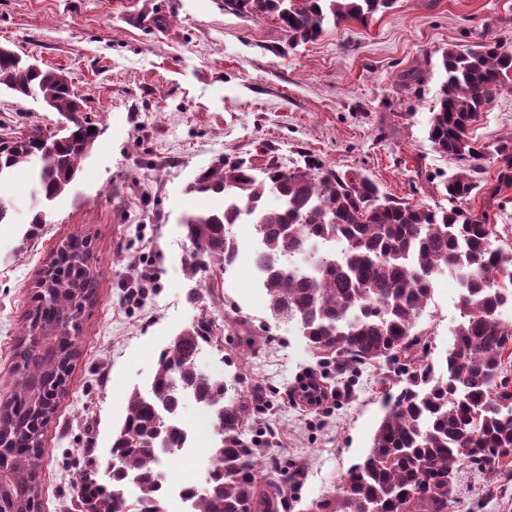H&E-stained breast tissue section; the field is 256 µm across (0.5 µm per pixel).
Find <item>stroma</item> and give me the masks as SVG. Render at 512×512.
<instances>
[{
  "mask_svg": "<svg viewBox=\"0 0 512 512\" xmlns=\"http://www.w3.org/2000/svg\"><path fill=\"white\" fill-rule=\"evenodd\" d=\"M487 33L512 42V0H395L368 24H330L294 47L281 46L271 19L225 12L222 0H0V45L66 72L100 129L71 190L46 207L36 239L21 240L32 207L26 172L0 187L12 218L0 224V403L12 390L30 299L53 254L69 236L90 238L100 272L43 437L41 512H71L86 459L107 456L132 390H147L160 352L203 313L219 344L203 349L199 368L262 407L246 442L303 468L287 512H309L335 491L370 448L386 384L401 371L364 365L338 375L319 365L294 325L268 307L252 262V225H235L240 258L219 282L189 277L182 218L223 200L190 194L187 185L222 159L266 154L289 166L309 155L368 175L392 198L448 207L439 187L457 162L428 139L441 57ZM420 63L423 81L408 90L401 75ZM0 122L53 134L59 116L1 89ZM471 135L490 150L512 138L511 93L480 113ZM147 257L156 262L157 286L133 305L130 269ZM458 294L452 276L439 278L418 321L433 361L460 318ZM308 379L320 384L321 405L301 399ZM181 418L194 442L164 467L172 485L199 488L215 434L195 402ZM456 481L450 512H512V484L489 492L486 474L467 465Z\"/></svg>",
  "mask_w": 512,
  "mask_h": 512,
  "instance_id": "obj_1",
  "label": "stroma"
}]
</instances>
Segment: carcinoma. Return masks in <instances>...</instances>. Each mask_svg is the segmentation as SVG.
I'll use <instances>...</instances> for the list:
<instances>
[{
	"label": "carcinoma",
	"mask_w": 512,
	"mask_h": 512,
	"mask_svg": "<svg viewBox=\"0 0 512 512\" xmlns=\"http://www.w3.org/2000/svg\"><path fill=\"white\" fill-rule=\"evenodd\" d=\"M394 0H224V10L260 15L277 24L290 46L317 40L328 23L367 22ZM445 74L428 129L435 150L458 162L444 185L452 206L431 208L381 194L366 174L341 173L304 157L283 167L221 160L201 170L190 193L224 194V209L185 217L190 244L187 272L225 271L239 256L233 228L253 225L254 267L275 315L293 323L308 347L346 372L376 361H404V385L384 402L385 415L368 452L349 467L336 492L315 512H448V477L468 464L493 475L491 487L512 483V377L505 356L512 331L502 311L512 307V248L494 245L495 225L465 206L480 193L489 206L512 187V141L494 152L495 183L483 177L485 148L469 129L501 94L512 93V45L494 37L442 55ZM35 97L68 121L61 135L18 133L0 124V187L21 166H31L32 214L22 243L38 236L39 209L66 193L100 131L78 113L68 75L0 55V89ZM272 194L278 206L269 209ZM91 242L72 237L48 266L44 288L31 298L25 341L15 354L16 382L0 404V512H32L30 489L52 413L71 370L67 357L81 331L84 303L98 272L85 264ZM460 287L461 321L441 364L424 360L417 330L440 275ZM217 343L212 321L200 316L182 329L158 358L150 389L131 392L113 435L111 456L96 459L77 481L76 512H159L165 482L163 455L188 444L181 419L188 400L208 415L217 439L204 487L190 491L189 512H279L298 483L300 468L264 466L260 449L243 440L246 401L228 397L224 381L203 374L198 358ZM469 452L464 453L462 449ZM102 467L111 480L92 473Z\"/></svg>",
	"instance_id": "cac0c4a2"
}]
</instances>
